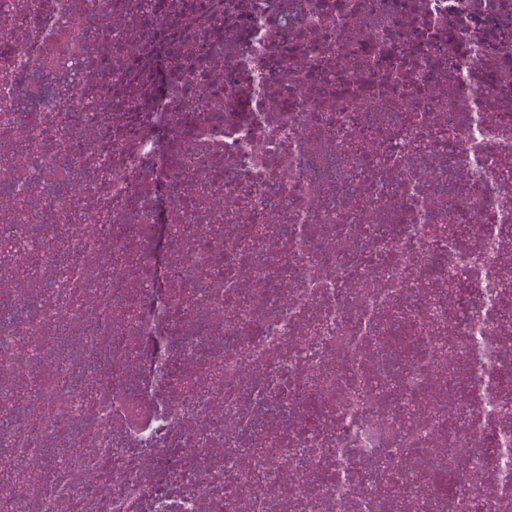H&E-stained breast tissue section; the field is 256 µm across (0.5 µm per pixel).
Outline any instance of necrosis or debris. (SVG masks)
<instances>
[{"instance_id": "1", "label": "necrosis or debris", "mask_w": 512, "mask_h": 512, "mask_svg": "<svg viewBox=\"0 0 512 512\" xmlns=\"http://www.w3.org/2000/svg\"><path fill=\"white\" fill-rule=\"evenodd\" d=\"M0 512H512V0H0Z\"/></svg>"}]
</instances>
